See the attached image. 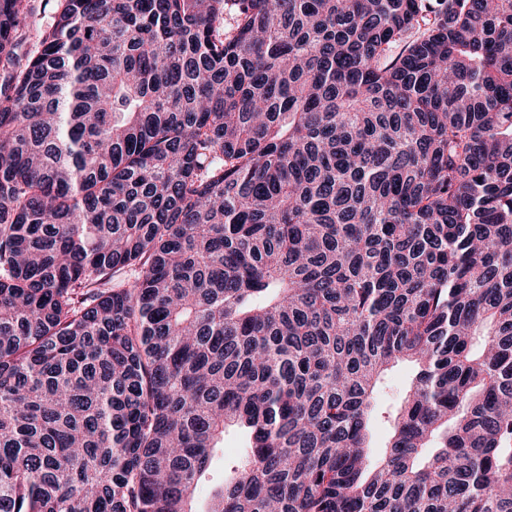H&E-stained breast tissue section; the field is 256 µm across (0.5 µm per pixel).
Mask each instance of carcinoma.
Wrapping results in <instances>:
<instances>
[{
    "label": "carcinoma",
    "mask_w": 512,
    "mask_h": 512,
    "mask_svg": "<svg viewBox=\"0 0 512 512\" xmlns=\"http://www.w3.org/2000/svg\"><path fill=\"white\" fill-rule=\"evenodd\" d=\"M26 12L0 512H196L230 427L205 512H512V0ZM59 0H28V17L21 26L25 51L36 54L43 32L53 23ZM244 444L241 436L237 433H229L224 439V452L218 450L213 460L211 470L206 475L203 481V492L199 499L198 509L205 510L207 493L212 488L211 483L215 481L224 470V459L225 461L234 457L238 452H242Z\"/></svg>",
    "instance_id": "cac0c4a2"
}]
</instances>
